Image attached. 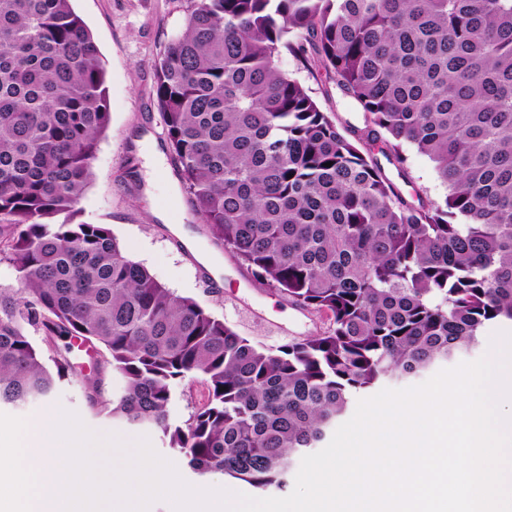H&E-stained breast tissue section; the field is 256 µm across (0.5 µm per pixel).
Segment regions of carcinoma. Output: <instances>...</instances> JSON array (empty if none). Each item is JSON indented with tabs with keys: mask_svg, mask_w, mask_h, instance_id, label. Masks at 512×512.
Masks as SVG:
<instances>
[{
	"mask_svg": "<svg viewBox=\"0 0 512 512\" xmlns=\"http://www.w3.org/2000/svg\"><path fill=\"white\" fill-rule=\"evenodd\" d=\"M323 68L364 112L358 140L448 185L408 202L377 159L278 66ZM166 141L212 242L325 331L266 349L76 222L110 124L106 72L71 0H0V405L48 399L31 333L109 354L86 401L156 431L199 476L284 489L351 396L416 376L512 323V0H189L154 62ZM332 166L327 167L325 163ZM64 216L63 221L55 218ZM202 377L189 418L174 389Z\"/></svg>",
	"mask_w": 512,
	"mask_h": 512,
	"instance_id": "carcinoma-1",
	"label": "carcinoma"
}]
</instances>
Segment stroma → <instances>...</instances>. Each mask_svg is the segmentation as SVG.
I'll use <instances>...</instances> for the list:
<instances>
[{
	"instance_id": "35a3bbf8",
	"label": "stroma",
	"mask_w": 512,
	"mask_h": 512,
	"mask_svg": "<svg viewBox=\"0 0 512 512\" xmlns=\"http://www.w3.org/2000/svg\"><path fill=\"white\" fill-rule=\"evenodd\" d=\"M187 5V0H72L101 52L111 107L109 128L78 204L79 218L109 225L126 254L159 283L194 299L253 343L276 348L295 338L317 335L326 330L327 319L292 304L275 289L256 284L230 251L213 244L180 182L156 102L154 61L164 45L183 30ZM278 65L308 89L323 111L334 113L339 126L363 128L357 104L342 95L322 68L303 69L286 53ZM155 151L162 156L158 167L151 157ZM404 153L403 168L384 167L403 196L411 202L442 199L448 189L429 158L409 145ZM178 224L220 263L222 277H215L175 234ZM103 355L100 348L73 347L78 374L61 381L48 400L25 407L3 405L0 413L36 426L56 420L60 411H72L96 434H115L133 444L139 431L113 423L91 409L85 399L83 377L96 371L106 395L118 394L123 388L119 374L103 369ZM148 439L157 454L179 463L180 475L190 485L254 495V488L222 474H194L182 454L165 447L156 433H149Z\"/></svg>"
}]
</instances>
